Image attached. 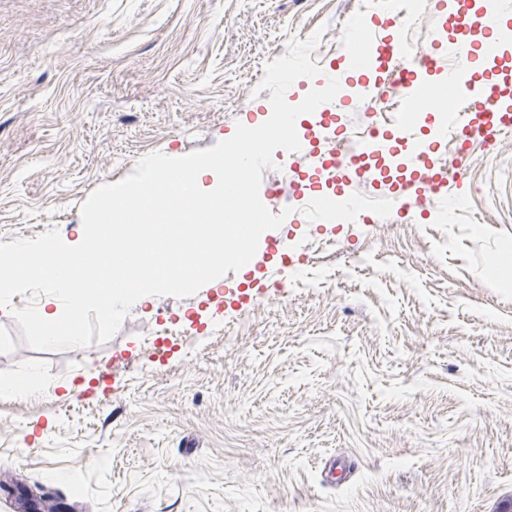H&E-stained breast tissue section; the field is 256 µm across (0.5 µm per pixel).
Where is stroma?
<instances>
[{
  "mask_svg": "<svg viewBox=\"0 0 512 512\" xmlns=\"http://www.w3.org/2000/svg\"><path fill=\"white\" fill-rule=\"evenodd\" d=\"M360 0H0V242L57 230L145 157H181L269 116L259 90L291 39L369 113L344 30ZM417 134L460 210L398 209L388 182L346 195L370 222H311L335 182L285 150L302 193L258 247L194 295L133 305L107 341L37 349L0 308V498L40 488L70 512H498L512 498V129L464 155ZM276 270L277 285L226 289ZM106 380H99L102 369ZM345 468L329 480L330 462Z\"/></svg>",
  "mask_w": 512,
  "mask_h": 512,
  "instance_id": "35a3bbf8",
  "label": "stroma"
}]
</instances>
